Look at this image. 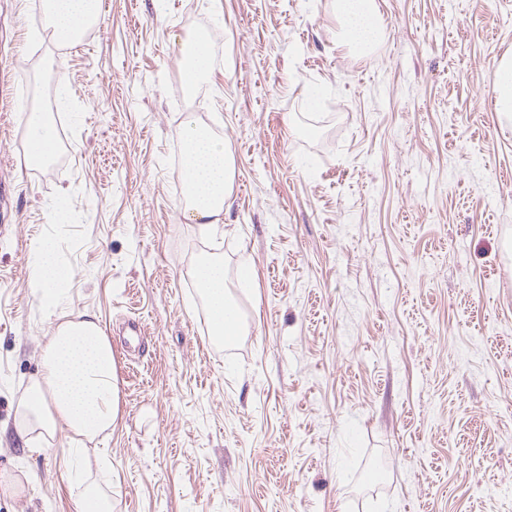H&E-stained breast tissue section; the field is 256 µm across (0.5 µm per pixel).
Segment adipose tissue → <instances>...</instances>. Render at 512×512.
Here are the masks:
<instances>
[{
	"label": "adipose tissue",
	"mask_w": 512,
	"mask_h": 512,
	"mask_svg": "<svg viewBox=\"0 0 512 512\" xmlns=\"http://www.w3.org/2000/svg\"><path fill=\"white\" fill-rule=\"evenodd\" d=\"M44 11L56 40L75 43L98 18V0H43ZM374 0H336L340 42L367 53L378 35ZM186 59L181 81L194 90L210 68L204 35L181 43ZM184 145L182 175L192 198L187 212L208 232H223L224 208L230 197L231 157L223 137L186 118L181 128ZM34 286L42 301L56 305L58 284L65 273L54 260L50 241L39 242L32 255ZM195 282L206 311L210 333L216 339H234L244 321L232 300L224 262L201 259ZM120 411V390L112 344L98 319L81 314L58 323L43 348L42 372L30 382L19 403L15 431L35 445L49 444L59 428L72 430L92 441L111 428Z\"/></svg>",
	"instance_id": "obj_1"
}]
</instances>
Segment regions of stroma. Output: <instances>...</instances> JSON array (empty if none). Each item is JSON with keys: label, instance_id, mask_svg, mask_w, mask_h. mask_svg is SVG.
<instances>
[{"label": "stroma", "instance_id": "1", "mask_svg": "<svg viewBox=\"0 0 512 512\" xmlns=\"http://www.w3.org/2000/svg\"><path fill=\"white\" fill-rule=\"evenodd\" d=\"M336 0H102L73 46L0 0V512H74L75 436L12 426L57 319L112 340L120 414L95 442L112 512H512V120L495 112L512 0H375L389 41H339ZM209 40L187 98L180 40ZM55 126L27 161L25 108ZM193 115L234 159L227 232L184 216ZM246 320L213 344L194 269ZM144 334L125 340L127 322ZM35 272L34 288L47 305H56L57 285L65 278L64 270L54 260V247L48 240L39 242L32 255Z\"/></svg>", "mask_w": 512, "mask_h": 512}]
</instances>
